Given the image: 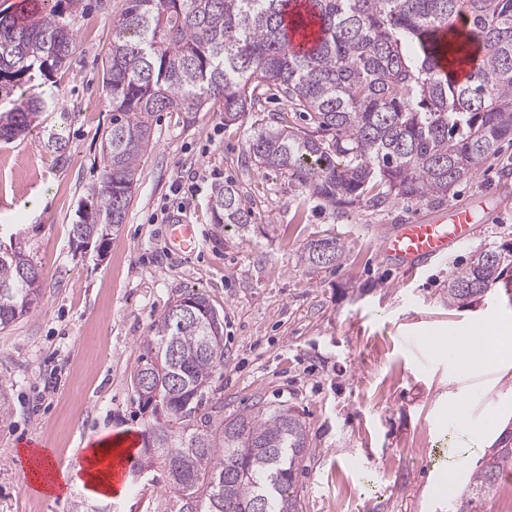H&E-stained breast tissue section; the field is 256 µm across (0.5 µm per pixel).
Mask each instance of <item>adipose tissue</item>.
I'll return each mask as SVG.
<instances>
[{"label":"adipose tissue","instance_id":"adipose-tissue-1","mask_svg":"<svg viewBox=\"0 0 512 512\" xmlns=\"http://www.w3.org/2000/svg\"><path fill=\"white\" fill-rule=\"evenodd\" d=\"M124 441L125 437L121 434L110 438L96 437L86 448L82 465L74 472L49 467V456L43 449H21L20 455L27 464L32 492L55 498L67 495L73 485L79 484L97 496L123 495L125 487L120 484L113 467L127 455Z\"/></svg>","mask_w":512,"mask_h":512}]
</instances>
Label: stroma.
I'll return each mask as SVG.
<instances>
[{"instance_id":"1","label":"stroma","mask_w":512,"mask_h":512,"mask_svg":"<svg viewBox=\"0 0 512 512\" xmlns=\"http://www.w3.org/2000/svg\"><path fill=\"white\" fill-rule=\"evenodd\" d=\"M122 0H83L73 23L68 68L45 83L54 105L42 125L0 141V243L19 234L40 275L29 314L0 330V512H168L167 474L129 476L120 498L76 486L54 500L25 484L19 450L47 448L56 467L76 468L92 437L146 426L130 376L141 343L178 291H203L224 315V371L211 403L224 415L284 403L306 423L298 477L303 512H458L439 493L446 473L467 486L504 429H512V361L470 372L433 340L476 325L512 329V273L457 308L444 300L453 262L512 242V144L449 204L475 198L474 237L446 259L405 274L378 252L390 226L432 215L437 206L405 200L332 210L286 177L245 155L248 125L225 124L218 107L193 117L160 112L155 143L142 157L125 224L105 252L78 249L71 225L98 182L100 144L110 122L101 59ZM71 158L56 166L44 131L60 111ZM230 182L253 214L247 234L212 222L215 185ZM194 224L199 250L188 256L167 234L172 215ZM330 234L344 247L336 265L315 272L300 262L307 241ZM468 467L454 469L457 455Z\"/></svg>"}]
</instances>
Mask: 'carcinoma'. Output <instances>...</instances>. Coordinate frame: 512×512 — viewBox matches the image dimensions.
<instances>
[{"instance_id":"carcinoma-1","label":"carcinoma","mask_w":512,"mask_h":512,"mask_svg":"<svg viewBox=\"0 0 512 512\" xmlns=\"http://www.w3.org/2000/svg\"><path fill=\"white\" fill-rule=\"evenodd\" d=\"M81 0H52L22 21L0 9V141L40 125L49 99L26 92L65 68ZM475 44L480 62L463 80L444 59ZM316 48L296 52L294 34ZM112 116L101 144L98 186L77 210V248L105 250L125 223L139 163L154 142L158 112L187 119L219 102L224 121H251L248 158L334 209L429 198L438 204L512 142V0H124L103 60ZM275 87L288 111L259 118ZM71 113L46 134L57 163L70 157ZM213 221L245 232L252 214L233 184L211 197ZM334 236L309 240V270L335 265ZM512 244L474 252L448 278V306L497 284ZM39 272L20 239L0 246V326L28 314ZM224 317L205 293L186 289L158 317L130 380L150 421L131 470L169 476L170 512H303L296 491L307 429L291 406H253L217 420L198 416L224 370ZM512 465L504 430L462 494L463 512H483Z\"/></svg>"}]
</instances>
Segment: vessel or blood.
<instances>
[{
	"mask_svg": "<svg viewBox=\"0 0 512 512\" xmlns=\"http://www.w3.org/2000/svg\"><path fill=\"white\" fill-rule=\"evenodd\" d=\"M476 222L474 209L451 206L430 218L393 225L380 237L379 251L400 267L414 271L430 261L446 258L450 248L469 241ZM168 230L182 252H195L198 238L193 225L182 216H173Z\"/></svg>",
	"mask_w": 512,
	"mask_h": 512,
	"instance_id": "obj_1",
	"label": "vessel or blood"
}]
</instances>
